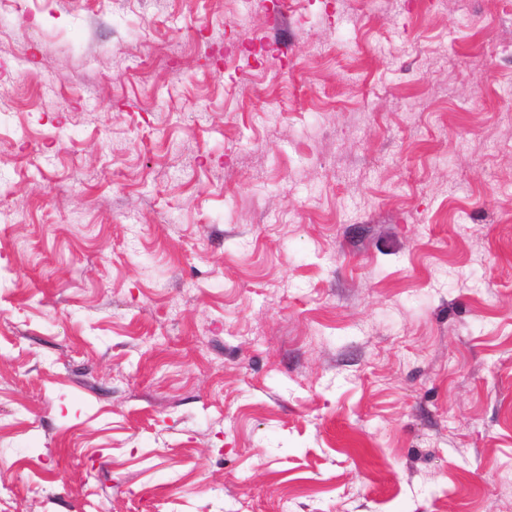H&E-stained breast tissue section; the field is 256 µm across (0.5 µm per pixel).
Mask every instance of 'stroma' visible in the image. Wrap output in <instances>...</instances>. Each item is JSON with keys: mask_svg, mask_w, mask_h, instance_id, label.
<instances>
[{"mask_svg": "<svg viewBox=\"0 0 512 512\" xmlns=\"http://www.w3.org/2000/svg\"><path fill=\"white\" fill-rule=\"evenodd\" d=\"M510 87L512 0H6L0 512H512Z\"/></svg>", "mask_w": 512, "mask_h": 512, "instance_id": "obj_1", "label": "stroma"}]
</instances>
